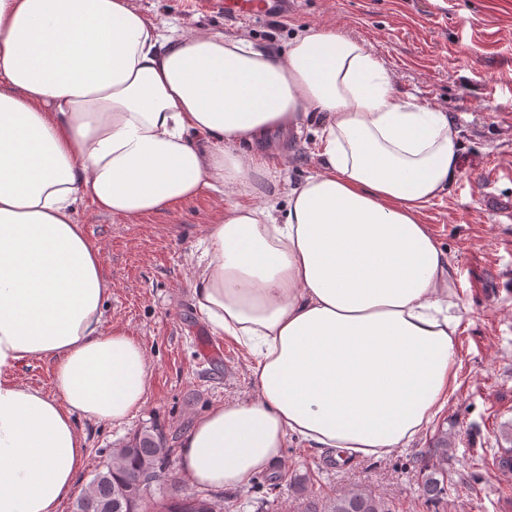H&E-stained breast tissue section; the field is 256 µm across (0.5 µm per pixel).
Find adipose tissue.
I'll list each match as a JSON object with an SVG mask.
<instances>
[{
    "label": "adipose tissue",
    "instance_id": "adipose-tissue-1",
    "mask_svg": "<svg viewBox=\"0 0 512 512\" xmlns=\"http://www.w3.org/2000/svg\"><path fill=\"white\" fill-rule=\"evenodd\" d=\"M309 126L310 173L277 179L272 135ZM460 151L451 114L331 29L273 52L129 0H0V512H57L87 458L77 418L122 425L150 389L144 347L106 325L112 278L81 205L135 221L216 203L194 306L249 351L256 394L193 420L191 485H245L291 440L408 445L457 389L456 269L423 214ZM270 181L284 208L262 202ZM27 361L52 364L55 395L9 380Z\"/></svg>",
    "mask_w": 512,
    "mask_h": 512
}]
</instances>
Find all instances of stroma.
I'll list each match as a JSON object with an SVG mask.
<instances>
[{"label": "stroma", "mask_w": 512, "mask_h": 512, "mask_svg": "<svg viewBox=\"0 0 512 512\" xmlns=\"http://www.w3.org/2000/svg\"><path fill=\"white\" fill-rule=\"evenodd\" d=\"M131 2L157 24L244 33L274 51L303 29H335L364 43L403 96L451 113L460 129L461 175L423 217L457 268L460 368L448 407L407 447L381 458L339 460L289 442L269 476L225 490L228 512L313 505L323 512L337 495L361 489L379 494L389 512H512V469L497 464L512 449V0H282L267 13L237 17L200 0ZM314 141L303 132L271 147L267 159L302 180ZM215 212L205 194L134 222L89 208L76 214L102 245L112 276L106 320L141 342L153 377L143 408L124 425L78 419L88 456L75 494L138 431L157 427L176 448L209 407L255 394L249 354L212 333L187 282ZM442 445L448 494L431 506L417 460Z\"/></svg>", "instance_id": "obj_1"}]
</instances>
